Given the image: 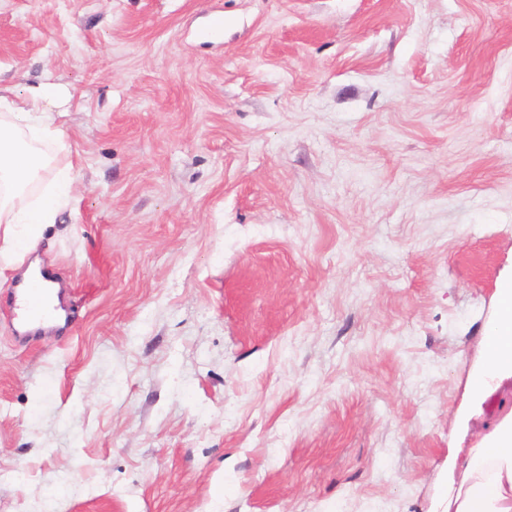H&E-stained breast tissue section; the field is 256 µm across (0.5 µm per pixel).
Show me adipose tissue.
<instances>
[{
    "label": "adipose tissue",
    "instance_id": "adipose-tissue-1",
    "mask_svg": "<svg viewBox=\"0 0 512 512\" xmlns=\"http://www.w3.org/2000/svg\"><path fill=\"white\" fill-rule=\"evenodd\" d=\"M60 94L50 84L21 96L0 87V279L9 269L26 265L28 274L41 266L27 263L47 225L57 223L72 200L74 166L54 167L55 153L65 150L56 109ZM50 180H43L46 170ZM39 195H31L36 183ZM512 378V278L501 283L496 310L485 336V351L472 377L474 396H487L491 383ZM462 479L448 512H512V419L502 421L459 460Z\"/></svg>",
    "mask_w": 512,
    "mask_h": 512
}]
</instances>
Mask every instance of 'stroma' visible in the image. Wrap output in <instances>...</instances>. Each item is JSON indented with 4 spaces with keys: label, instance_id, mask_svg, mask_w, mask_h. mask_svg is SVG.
I'll list each match as a JSON object with an SVG mask.
<instances>
[{
    "label": "stroma",
    "instance_id": "stroma-1",
    "mask_svg": "<svg viewBox=\"0 0 512 512\" xmlns=\"http://www.w3.org/2000/svg\"><path fill=\"white\" fill-rule=\"evenodd\" d=\"M224 33L206 35L214 16ZM77 191L0 285V512H442L512 415V0H0ZM512 378V278L498 288L496 310L485 336V351L472 377L471 392L484 397L495 379ZM14 301L17 308L30 313H40L46 307L45 288L41 281L32 280L26 283L20 293H15Z\"/></svg>",
    "mask_w": 512,
    "mask_h": 512
}]
</instances>
